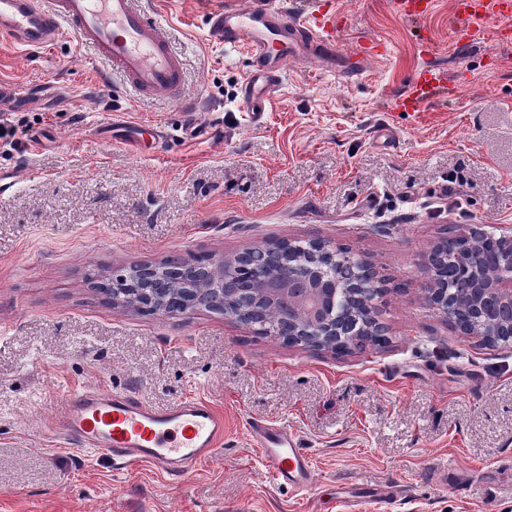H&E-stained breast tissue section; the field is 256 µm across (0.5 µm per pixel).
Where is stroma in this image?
Masks as SVG:
<instances>
[{"label":"stroma","mask_w":512,"mask_h":512,"mask_svg":"<svg viewBox=\"0 0 512 512\" xmlns=\"http://www.w3.org/2000/svg\"><path fill=\"white\" fill-rule=\"evenodd\" d=\"M169 29L211 130L123 86L70 37L0 38V512H512V347L462 334L425 302L419 264L449 230L512 235V31L452 34L455 0L412 22L394 0H317L336 56L299 58L260 124L242 49L205 15L224 0H145ZM447 88L397 104L422 66ZM348 248L387 280L389 342L348 354L291 346L205 308L112 305L100 282L265 242ZM130 391L156 409L196 397L224 416L211 459L180 477L91 460L59 442L64 395ZM285 424L311 490L275 483L248 432Z\"/></svg>","instance_id":"stroma-1"}]
</instances>
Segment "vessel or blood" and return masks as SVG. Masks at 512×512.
Instances as JSON below:
<instances>
[{"label":"vessel or blood","instance_id":"1","mask_svg":"<svg viewBox=\"0 0 512 512\" xmlns=\"http://www.w3.org/2000/svg\"><path fill=\"white\" fill-rule=\"evenodd\" d=\"M481 13L510 24L512 0H475L473 9H457V32L475 36L472 21ZM207 25L225 45L245 49L250 68L242 101L256 122L294 56L325 63L336 53L335 24L289 9L288 0H249L245 6L224 0L223 7L208 12ZM69 34L137 93L178 105L187 115L196 113L168 30L141 0H0V35L20 46L43 48ZM443 82L440 71L420 68L401 95L403 105L424 106ZM62 432L93 456L147 464L179 477L210 457L224 437V419L202 398L157 410L131 392L84 389L69 395ZM251 436L276 481L311 488V459L286 426L257 421Z\"/></svg>","mask_w":512,"mask_h":512}]
</instances>
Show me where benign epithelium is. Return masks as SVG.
Here are the masks:
<instances>
[{
  "label": "benign epithelium",
  "instance_id": "benign-epithelium-1",
  "mask_svg": "<svg viewBox=\"0 0 512 512\" xmlns=\"http://www.w3.org/2000/svg\"><path fill=\"white\" fill-rule=\"evenodd\" d=\"M501 253L496 267L481 265L478 246L483 239L474 233L455 237L452 254L466 267L477 270L474 288L467 301L473 311L472 330L463 333L480 337L491 345L512 346V320L503 322L494 317L492 308L512 312V236L491 237ZM265 254L255 255L246 249L231 259L224 257L211 261L202 269L186 264L176 271L172 287L184 293L189 314L200 308L217 310L228 318H236L237 302L254 290L268 300L267 311L288 328V338L294 343L318 350L337 349L340 344H356L357 325L367 324L377 332L383 329L377 323V301L382 289L369 287L361 281L342 279L325 272L320 260L330 258L340 262L352 253L340 250L326 242L311 241L306 245L284 242L264 248ZM446 252V243L433 246L425 255L428 276L423 294L430 306L454 321L456 303L449 300L437 279L436 263ZM261 259L272 265L270 274L254 287L238 289V295H223L221 285L230 281L229 275L248 260ZM169 271L166 264L144 266L133 271V277L120 275L112 281V303L137 306L161 315L174 310L166 299L171 287L163 280ZM346 296L357 306L347 315L336 314V300Z\"/></svg>",
  "mask_w": 512,
  "mask_h": 512
}]
</instances>
